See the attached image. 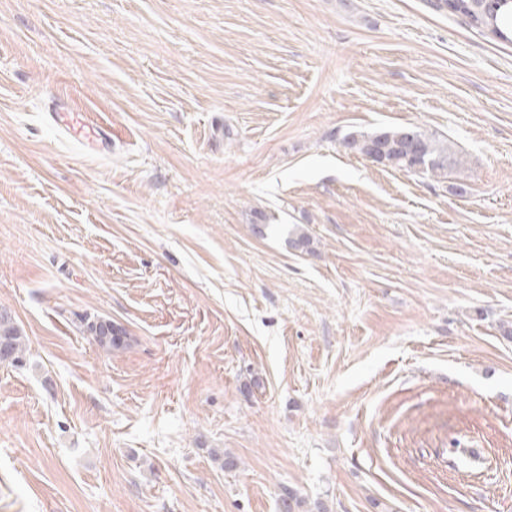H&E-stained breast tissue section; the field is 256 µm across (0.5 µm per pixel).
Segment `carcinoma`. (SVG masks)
Listing matches in <instances>:
<instances>
[{"label": "carcinoma", "instance_id": "1", "mask_svg": "<svg viewBox=\"0 0 512 512\" xmlns=\"http://www.w3.org/2000/svg\"><path fill=\"white\" fill-rule=\"evenodd\" d=\"M481 0H430L434 10L465 19L468 25L490 38L512 44V0L496 3L495 8L483 11L478 8ZM416 134L413 148L405 142L406 133ZM378 139L384 146L381 165L407 173H428L443 176L448 170L460 165V154L448 142L418 127H396L372 134L352 132L343 139V145L351 152L370 157L368 143ZM79 329L88 333L104 349L114 350L124 346L126 332L110 322L81 320ZM0 346L11 355L10 364H24L26 342L11 316L0 312Z\"/></svg>", "mask_w": 512, "mask_h": 512}]
</instances>
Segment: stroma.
Masks as SVG:
<instances>
[{
    "label": "stroma",
    "instance_id": "obj_1",
    "mask_svg": "<svg viewBox=\"0 0 512 512\" xmlns=\"http://www.w3.org/2000/svg\"><path fill=\"white\" fill-rule=\"evenodd\" d=\"M413 125L463 165L342 146ZM1 311L0 512H512V44L428 0H0ZM11 355L9 364L21 367L24 364L26 342L11 316L0 312V346ZM79 329L82 330L83 333H88V335L92 336L102 348L107 350H114L123 347L125 342L124 339L127 338L126 332L123 328L105 321L91 322L83 319L81 320ZM113 336L121 337L114 338ZM454 453L460 461L457 470L467 476L481 475L485 469L486 458L481 448H456ZM464 471V472H462Z\"/></svg>",
    "mask_w": 512,
    "mask_h": 512
}]
</instances>
